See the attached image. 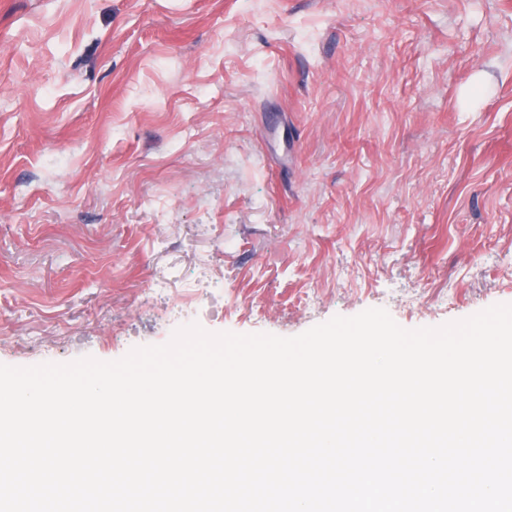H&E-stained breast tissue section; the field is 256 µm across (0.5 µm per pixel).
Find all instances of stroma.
<instances>
[{
    "label": "stroma",
    "mask_w": 512,
    "mask_h": 512,
    "mask_svg": "<svg viewBox=\"0 0 512 512\" xmlns=\"http://www.w3.org/2000/svg\"><path fill=\"white\" fill-rule=\"evenodd\" d=\"M495 304L512 0H0V364Z\"/></svg>",
    "instance_id": "1"
}]
</instances>
